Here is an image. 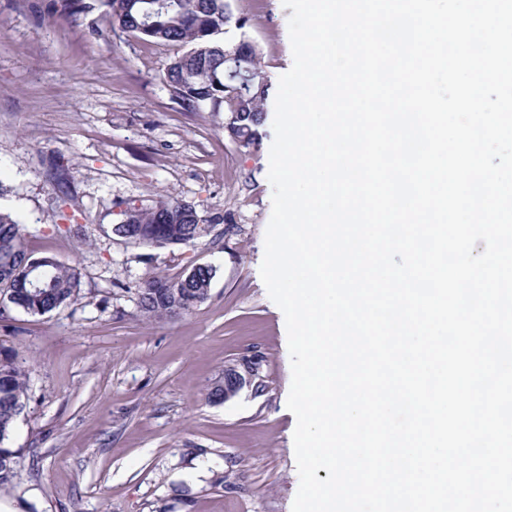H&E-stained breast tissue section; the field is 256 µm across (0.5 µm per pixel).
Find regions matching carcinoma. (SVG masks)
I'll return each instance as SVG.
<instances>
[{
    "instance_id": "cac0c4a2",
    "label": "carcinoma",
    "mask_w": 512,
    "mask_h": 512,
    "mask_svg": "<svg viewBox=\"0 0 512 512\" xmlns=\"http://www.w3.org/2000/svg\"><path fill=\"white\" fill-rule=\"evenodd\" d=\"M105 20L112 27L157 43L188 47L167 65L164 79L189 112L207 107L224 113V133L240 145L253 144L264 122L268 77L260 66L257 46L250 40L238 48L235 62L224 60V29L244 30L247 19L236 15L230 0H103ZM53 13L76 19L82 0H52ZM238 71L248 83L234 95L227 86L229 72ZM115 227L116 235L135 247L188 245L200 236V224L224 222L215 215L206 219L195 205L179 200L161 201L151 208L128 207ZM212 268L194 266L177 279L151 276L138 293L141 316L163 318L188 313L204 302L212 280ZM80 272L53 256L34 258L29 253L21 221L0 207V315L12 305L31 315H45L77 300ZM25 374L13 357L0 358V489L16 475L13 452L3 447L24 408Z\"/></svg>"
}]
</instances>
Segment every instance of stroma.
Returning a JSON list of instances; mask_svg holds the SVG:
<instances>
[{
    "label": "stroma",
    "mask_w": 512,
    "mask_h": 512,
    "mask_svg": "<svg viewBox=\"0 0 512 512\" xmlns=\"http://www.w3.org/2000/svg\"><path fill=\"white\" fill-rule=\"evenodd\" d=\"M86 2L69 23L46 17L49 0H0V204L21 217L34 256L82 273L74 304L0 319V352L29 382L0 512H292L287 332L260 276L273 125L246 148L225 136L223 115L182 111L164 83L182 47L109 27L100 0ZM231 6L278 82L293 65L290 9ZM169 198L225 221L176 248L112 233L127 206ZM196 265L214 269L204 303L140 316L147 277ZM229 365L252 367L256 387L210 402Z\"/></svg>",
    "instance_id": "obj_1"
}]
</instances>
